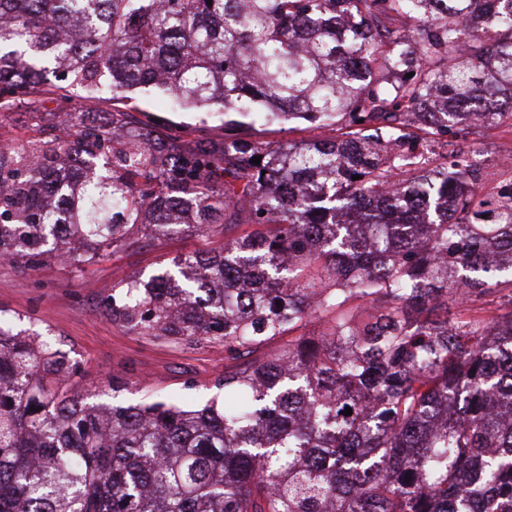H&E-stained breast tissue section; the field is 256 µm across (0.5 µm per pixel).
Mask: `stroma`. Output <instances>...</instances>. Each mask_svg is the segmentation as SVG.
I'll use <instances>...</instances> for the list:
<instances>
[{
    "label": "stroma",
    "instance_id": "obj_1",
    "mask_svg": "<svg viewBox=\"0 0 512 512\" xmlns=\"http://www.w3.org/2000/svg\"><path fill=\"white\" fill-rule=\"evenodd\" d=\"M141 107L139 118L147 124L195 127L210 139L224 137L223 113L173 111L160 95L146 98ZM111 108L109 100L90 102L80 91L67 99L24 96L10 111H0V144L39 136L47 112L61 120L79 112L85 120L94 121ZM454 146L464 152L479 151L484 191H498L512 180V171L499 165L501 155H512L511 126L458 134ZM129 234L139 240L138 249L100 258L84 274L58 258L48 259L35 271L27 270L20 260L0 262V314L11 320L14 330L41 334L43 340L77 361L80 371L73 382L78 388L85 390L115 378L127 383L125 396L131 400L179 394L185 403L202 405L223 397V390L216 386L224 375L222 345L173 344L135 335L112 320L103 304L113 284L148 279L159 265L181 254L220 247L223 233L207 238L186 234L155 239L136 226Z\"/></svg>",
    "mask_w": 512,
    "mask_h": 512
}]
</instances>
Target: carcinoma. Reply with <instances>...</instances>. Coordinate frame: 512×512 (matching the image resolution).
<instances>
[{
	"instance_id": "1",
	"label": "carcinoma",
	"mask_w": 512,
	"mask_h": 512,
	"mask_svg": "<svg viewBox=\"0 0 512 512\" xmlns=\"http://www.w3.org/2000/svg\"><path fill=\"white\" fill-rule=\"evenodd\" d=\"M44 85L112 111L0 145V260L253 227L104 298L224 345L236 405L76 391L0 318V512H512V183L448 149L512 122V0H0V109ZM152 91L224 139L154 137ZM301 120L331 135L253 133Z\"/></svg>"
}]
</instances>
